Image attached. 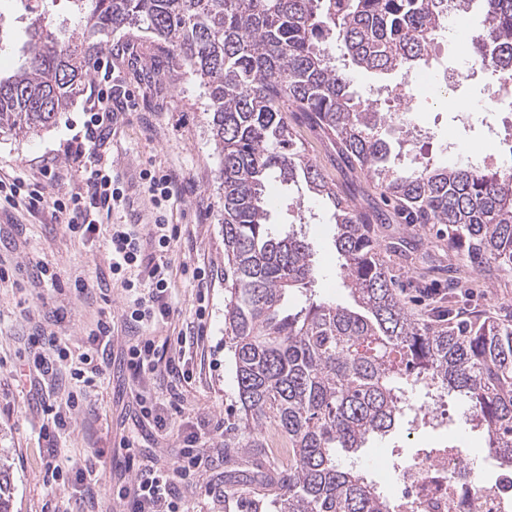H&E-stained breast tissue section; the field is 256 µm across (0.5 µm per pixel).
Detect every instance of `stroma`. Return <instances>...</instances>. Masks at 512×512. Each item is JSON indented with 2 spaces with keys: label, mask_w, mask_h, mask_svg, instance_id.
<instances>
[{
  "label": "stroma",
  "mask_w": 512,
  "mask_h": 512,
  "mask_svg": "<svg viewBox=\"0 0 512 512\" xmlns=\"http://www.w3.org/2000/svg\"><path fill=\"white\" fill-rule=\"evenodd\" d=\"M0 15L9 25L0 32V74L13 70L20 62L21 48L28 40L30 25L44 21L54 26L74 28L79 14L72 0H0ZM118 45L112 64L133 91L137 108L117 121L105 134L104 147L121 174L126 206L121 219L138 223L152 203L144 189L140 171L148 163L175 172L183 192L173 209V221L187 225L189 231L172 243L168 256L173 268L174 313L159 329V336H174L193 321L196 287L190 271L201 267L214 280L210 290L207 334L188 353L193 376L182 389V418L190 422L238 423L240 418L235 362L224 331V234L218 220L221 199L218 191L220 159L214 149L209 126L208 94L186 68L177 66L167 50L153 44L145 35L117 31L107 37ZM465 102L472 115L460 120L449 108L448 98ZM486 88L481 80L467 79L449 87L447 95L438 88L421 93L411 104L407 124L421 127L429 136L423 153L430 162L448 159L447 144L467 151L478 147L500 167L512 158L502 146L484 137ZM85 93H78L69 111L56 124L25 138L0 131V169H18L39 176L44 160L61 154L70 129L84 119ZM308 157L325 174L336 192L354 206L387 214L384 232L398 236L410 233L417 246L413 264L391 257L397 286L406 302L419 313L431 308L448 286V255L429 225L406 228L387 205L376 183L358 169L348 166L338 155L334 141L312 126L303 113L288 115ZM304 211L314 219L305 232L312 244L319 272L314 288L318 295L348 306L352 300L343 288L339 260L334 246L333 209L326 199L303 192ZM111 221L102 219L94 238L83 240L67 234L57 224L51 209L34 213L0 210V263L14 271L15 285H0V455L7 456L11 472L10 493L14 512H70L86 488L73 485L59 488L46 482L47 463L52 451L70 456L71 467H88L97 480L88 512H118L119 504L108 487L127 483L130 472L124 466L120 438L133 430L139 408L131 397L128 372L120 358L123 332L112 341L111 359L105 374L93 389L89 403L73 415L69 433L61 435L56 448H48L40 435L51 419L46 404L60 403L67 393L64 380L17 385L16 370L25 352L24 341L35 325L54 328L73 354L85 350L86 334L100 313L121 315L126 304L119 277L109 270L104 240ZM44 262L58 274L56 285H32L28 275L32 265ZM84 276L94 286L92 294L76 296L71 280ZM467 311L487 312L500 321L512 322V272L500 273L488 287L474 289L463 304ZM63 314L54 322V314ZM466 403L448 401V424L441 428L409 429L399 424L383 437L370 438L356 456L339 455L346 466L366 469L382 491H389L394 469L417 451L452 444L466 453L474 470L487 478L498 473L493 458L484 452L481 432L466 423ZM267 448L252 451L225 447L214 439L204 453L202 472L187 488L190 512H224L212 490L230 481L234 474L247 472L254 478L250 494L254 512H278L265 485L276 482L288 457L284 440L267 434Z\"/></svg>",
  "instance_id": "obj_1"
}]
</instances>
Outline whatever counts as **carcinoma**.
<instances>
[{
	"label": "carcinoma",
	"instance_id": "1",
	"mask_svg": "<svg viewBox=\"0 0 512 512\" xmlns=\"http://www.w3.org/2000/svg\"><path fill=\"white\" fill-rule=\"evenodd\" d=\"M481 3L474 54L512 67V0ZM82 27L57 35L31 25L26 59L0 77V129L16 136L54 125L91 77L98 46L87 34L127 28L153 35L208 92L221 158L224 330L243 416L226 448H263V431L288 440V467L273 489L280 512H395L377 484L338 463L403 417L409 390L459 395L485 450L512 472V324L454 309L415 317L381 258L373 216L342 200L298 146L288 107L327 131L345 159L377 181L407 224H438L448 251L488 277L512 270V172L466 163L389 164L380 130L391 116L360 105L353 72L426 67L445 22L444 0H75ZM339 43L343 63L328 45ZM305 183L330 201L341 277L355 306L288 294L309 290V242L269 223L270 182ZM0 462V512H13Z\"/></svg>",
	"mask_w": 512,
	"mask_h": 512
}]
</instances>
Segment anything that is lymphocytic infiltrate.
<instances>
[{
    "mask_svg": "<svg viewBox=\"0 0 512 512\" xmlns=\"http://www.w3.org/2000/svg\"><path fill=\"white\" fill-rule=\"evenodd\" d=\"M96 79L90 85L92 102L82 128L67 140L65 152L77 161L80 185L77 190L47 192L50 184L61 183V171L44 168L42 178L24 174L0 173V209L25 208L36 212L51 206L53 216L67 233L86 238L96 233L99 218L111 214L125 202L120 180L112 173V162L100 142L105 131L117 121L120 111L129 109L132 96L120 84L112 70L111 56L95 65ZM146 191L156 209L154 224L141 229L136 224L112 225L106 241V258L112 274L118 275L127 306L120 321L103 315L87 334L88 347L79 357H72L66 344L45 328H36L27 338L25 371H36L51 380L69 373L73 389L65 404L47 405L52 416L51 428L42 437L55 444L58 434L70 425L71 412L87 399L88 388L95 385L108 366V351L116 325H123L129 338L124 351L126 369L136 386V401L144 418L150 419L161 438H174L180 447L171 468L163 469L143 461L140 438L130 434L119 442L125 465L132 472L131 483L117 486L112 496L122 512H186L183 486L197 475L203 463L208 438L204 432L179 425V388L190 380L186 370L185 347L198 342L200 332L179 333L176 338L157 339L154 330L163 328L173 313L172 267L168 258L171 244L181 234L180 225L170 223L168 213L176 196L178 179L171 171L149 166L141 172ZM164 384L168 395V414L157 410L153 397L155 384Z\"/></svg>",
    "mask_w": 512,
    "mask_h": 512,
    "instance_id": "f902f5d3",
    "label": "lymphocytic infiltrate"
}]
</instances>
